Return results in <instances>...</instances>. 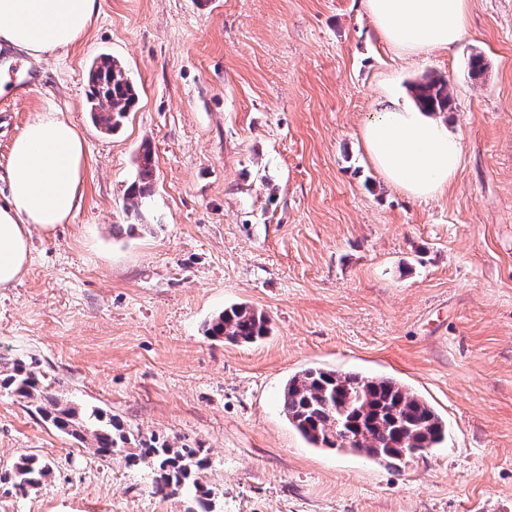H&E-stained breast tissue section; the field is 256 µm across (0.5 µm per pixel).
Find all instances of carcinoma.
<instances>
[{
	"mask_svg": "<svg viewBox=\"0 0 512 512\" xmlns=\"http://www.w3.org/2000/svg\"><path fill=\"white\" fill-rule=\"evenodd\" d=\"M90 112L93 122L107 131L116 130L137 101L136 90L125 70L108 56L89 69ZM416 106L424 112L452 111L448 81L428 76L410 86ZM154 153L148 143L140 146L137 172L130 199L145 202L154 177ZM266 315L246 304L232 305L211 321L206 335L232 344H252L269 334ZM0 388L22 402L35 403L42 420L83 448L102 458L123 454L153 474L155 494L183 496L186 512H216L213 489L200 474L210 465L201 448H175L151 441L139 442L123 423L96 406L63 399L52 384L23 361H13ZM282 412L289 424L314 448H345L368 457L397 464L428 454L446 440L448 425L436 408L393 377L340 373L309 366L288 378L281 393ZM346 423L355 442L336 443V423ZM49 473L45 462L24 457L0 474V487L24 494L40 486Z\"/></svg>",
	"mask_w": 512,
	"mask_h": 512,
	"instance_id": "cac0c4a2",
	"label": "carcinoma"
}]
</instances>
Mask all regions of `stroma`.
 <instances>
[{
    "label": "stroma",
    "mask_w": 512,
    "mask_h": 512,
    "mask_svg": "<svg viewBox=\"0 0 512 512\" xmlns=\"http://www.w3.org/2000/svg\"><path fill=\"white\" fill-rule=\"evenodd\" d=\"M104 54L139 96L110 133L88 112ZM20 72L0 97V169L49 105L83 130L87 167L71 223L33 232L25 273L0 288L1 360L143 440L207 449L219 512H512V0H470L458 42L414 58L364 0H100L95 28ZM428 75L453 93L462 159L424 200L378 172L360 128ZM146 141L153 195L136 210ZM239 303L270 336L208 339ZM313 365L402 381L447 420L446 442L396 466L310 447L280 394ZM23 456L51 471L26 495L0 490V512L187 507L0 390V471ZM138 154L136 177L131 185L129 196L131 200L139 198L140 203H145L151 193L155 172L154 153L149 143H143Z\"/></svg>",
    "instance_id": "stroma-1"
}]
</instances>
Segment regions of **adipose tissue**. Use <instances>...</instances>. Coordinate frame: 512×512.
Returning a JSON list of instances; mask_svg holds the SVG:
<instances>
[{"mask_svg":"<svg viewBox=\"0 0 512 512\" xmlns=\"http://www.w3.org/2000/svg\"><path fill=\"white\" fill-rule=\"evenodd\" d=\"M379 35L406 54L448 48L466 31L468 0H365ZM99 0H0V47L38 60L77 43L96 25ZM373 164L405 194H443L462 147L445 115L384 107L361 130ZM87 160L81 130L56 108L37 113L14 140L0 200V288L27 268L33 230L52 231L79 206Z\"/></svg>","mask_w":512,"mask_h":512,"instance_id":"1","label":"adipose tissue"}]
</instances>
